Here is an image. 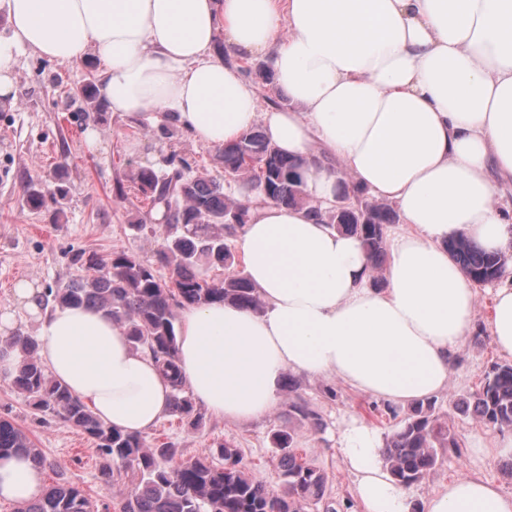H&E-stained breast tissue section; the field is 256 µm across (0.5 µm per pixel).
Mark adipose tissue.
Segmentation results:
<instances>
[{"mask_svg":"<svg viewBox=\"0 0 512 512\" xmlns=\"http://www.w3.org/2000/svg\"><path fill=\"white\" fill-rule=\"evenodd\" d=\"M0 103L14 98V54L97 58L99 97L113 116L173 117L219 148L262 126L310 160L305 191L332 200L339 178L393 204L386 285L356 237L301 207L251 201L237 243L264 309L188 306L177 363L198 406L230 422L267 416L284 371L335 374L375 398L409 403L443 391L452 355L475 332L477 290L445 242L463 236L512 251V0H0ZM225 41L231 59L216 52ZM273 57L289 107L261 110L238 59ZM51 377L106 424L144 433L173 389L124 328L90 306L44 305L19 283ZM512 356V274L483 326ZM341 449L365 512H411L382 462L377 432L347 427ZM45 490L25 455L0 457V499ZM425 512H512V494L475 476L428 497Z\"/></svg>","mask_w":512,"mask_h":512,"instance_id":"1","label":"adipose tissue"}]
</instances>
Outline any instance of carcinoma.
Wrapping results in <instances>:
<instances>
[{
    "label": "carcinoma",
    "mask_w": 512,
    "mask_h": 512,
    "mask_svg": "<svg viewBox=\"0 0 512 512\" xmlns=\"http://www.w3.org/2000/svg\"><path fill=\"white\" fill-rule=\"evenodd\" d=\"M87 67L82 99L104 122L103 105L96 95L94 65L89 63ZM219 153L224 172L247 192L285 207L309 208L324 223L359 238L372 261V270L382 268L386 259L385 233L388 225L399 220L396 210L369 201L364 192L351 189L343 179L339 180L337 191V197L345 200L343 206L325 210L312 206L304 190L308 161L282 154L259 131L225 144ZM168 165L165 171L137 166L128 174L146 208L133 228L138 232L155 231L151 214L157 210L162 213L165 237L157 257L168 277L158 278L152 264L130 251L108 256L79 251L73 262L81 269V275L48 288L45 298L48 304L98 307L124 327L133 347L148 351L169 378L172 412L196 427L202 422L203 413L186 392L175 358L177 310L231 302L260 311L263 302L245 273L235 269V256L225 243L247 223L249 203L225 193L223 182L193 174L191 164L182 159L172 158ZM44 200L39 183L32 178L26 181L24 205L38 210ZM447 247L464 274L479 285L502 278L512 260L511 254L486 252L463 236L449 240ZM205 265L224 269V278H206L202 273ZM0 346L18 353L20 363L10 383L28 399L42 421L62 424L95 443L102 484L112 487L115 465L138 478L135 492L116 504L109 499L96 505L77 486L58 481L18 512H112L114 508L118 512H305L308 506L324 499L323 475L303 462L296 452L295 436L289 432L278 431L274 435L283 477V489L275 492L245 472L237 450L222 443L216 446V453L224 464L216 467L206 457L182 460L178 450L166 444L151 448L141 435L124 433L103 423L50 376L38 356L35 337L18 329ZM286 392L288 416L320 427V417L298 395L294 380H288ZM457 409L493 429H512V364H493L480 387L459 398ZM13 451L27 453L42 469L54 468L5 409L0 412V454ZM447 452L458 455L461 446L448 423L436 413L435 400L430 399L415 403L386 437L382 459L395 480L408 486L433 470Z\"/></svg>",
    "instance_id": "carcinoma-1"
}]
</instances>
